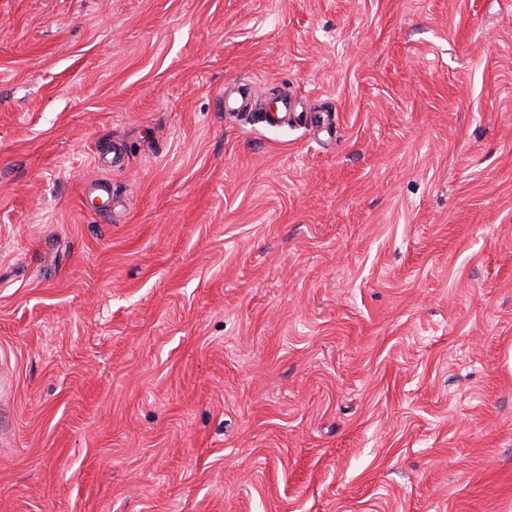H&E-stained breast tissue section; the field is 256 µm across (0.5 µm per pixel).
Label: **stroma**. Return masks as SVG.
<instances>
[{
	"mask_svg": "<svg viewBox=\"0 0 512 512\" xmlns=\"http://www.w3.org/2000/svg\"><path fill=\"white\" fill-rule=\"evenodd\" d=\"M0 383V512H512V0H0Z\"/></svg>",
	"mask_w": 512,
	"mask_h": 512,
	"instance_id": "1",
	"label": "stroma"
}]
</instances>
